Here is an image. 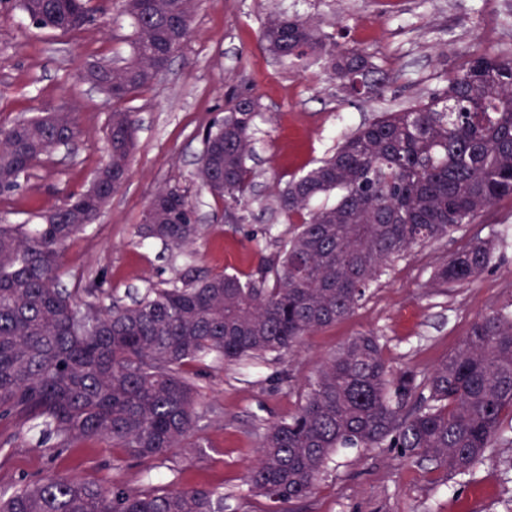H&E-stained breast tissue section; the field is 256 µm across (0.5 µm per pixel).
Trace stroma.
I'll use <instances>...</instances> for the list:
<instances>
[{"instance_id": "stroma-1", "label": "stroma", "mask_w": 512, "mask_h": 512, "mask_svg": "<svg viewBox=\"0 0 512 512\" xmlns=\"http://www.w3.org/2000/svg\"><path fill=\"white\" fill-rule=\"evenodd\" d=\"M101 13L79 32L30 24L18 0H0V124L70 106L82 130L0 193V221L35 224L40 214L86 189L106 159L105 130L113 104L83 83L86 61L112 62L132 28L118 0H92ZM316 17L337 41L363 49L392 71L382 100L351 103L320 66L289 67L260 32L270 13ZM512 48V0H197L192 34L172 65L130 103L138 120L130 173L99 220L73 238L62 259V282L104 275L96 303L132 304L165 287L172 270L194 281L222 272L251 273L257 257L276 254L296 225L276 194L291 177L316 167L341 139L386 109H402L435 91L460 58L476 48ZM262 105L256 120L253 196L239 224L224 221V204L193 180L203 133L224 115L230 89ZM177 185L193 198L206 235L192 253L140 239L136 227L154 190ZM495 239L490 267L452 288L432 286L435 269L474 239ZM512 305V196H505L448 238L390 262L348 318L304 338L293 354L270 353L234 363L207 355L187 366L200 388L194 447L143 461L98 439L65 447L40 443L38 429L0 420V494L47 473L107 486L205 487L222 496L224 512H268L243 477L269 424L288 418L302 386L352 336L375 331L393 369L429 374L466 335L474 319ZM489 461L451 475L424 461H402L393 448H344L293 512H512V445Z\"/></svg>"}]
</instances>
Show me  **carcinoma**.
<instances>
[{"label": "carcinoma", "mask_w": 512, "mask_h": 512, "mask_svg": "<svg viewBox=\"0 0 512 512\" xmlns=\"http://www.w3.org/2000/svg\"><path fill=\"white\" fill-rule=\"evenodd\" d=\"M43 30L76 29L87 0H20ZM131 20L129 52L93 62L82 80L115 91L100 188L69 198L41 223L0 224V416L41 421L57 445L98 438L141 460L183 448L194 433L200 394L186 363L291 352L315 331L347 318L394 259L448 237L512 195V54L477 48L446 76L445 88L384 112L346 136L336 152L289 179L278 205L298 231L247 278L236 273L187 283L175 275L131 305L79 314L60 286L68 243L94 223L124 186L136 148L135 113L120 104L160 76L192 30L194 0H121ZM262 40L302 66L324 62L354 97H380L389 73L362 49L336 41L309 17L269 16ZM261 105L231 91L224 118L203 135L197 182L243 221L253 189L255 121ZM80 134L75 114L37 115L0 125V193ZM137 234L183 251L204 234L196 205L177 185L151 195ZM496 244L478 240L433 275L451 286L479 276ZM512 310L474 320L461 344L427 376L392 370L372 332L353 336L321 365L298 410L268 426L245 474L251 492L280 505L312 494L340 448H398L466 474L489 448L512 444ZM0 512H224L206 488L103 486L50 474L0 496Z\"/></svg>", "instance_id": "carcinoma-1"}]
</instances>
